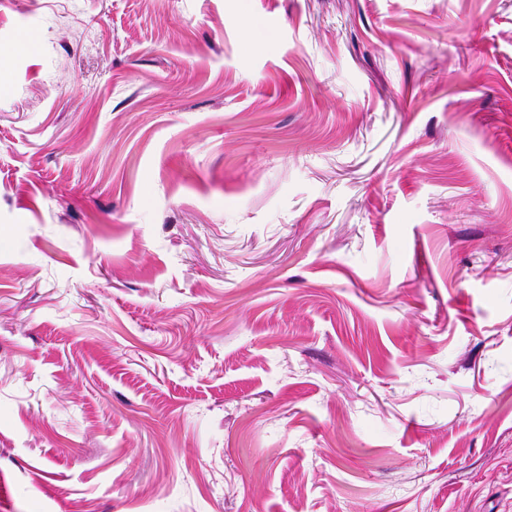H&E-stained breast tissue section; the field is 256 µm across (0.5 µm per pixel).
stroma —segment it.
Returning <instances> with one entry per match:
<instances>
[{
	"instance_id": "35a3bbf8",
	"label": "stroma",
	"mask_w": 512,
	"mask_h": 512,
	"mask_svg": "<svg viewBox=\"0 0 512 512\" xmlns=\"http://www.w3.org/2000/svg\"><path fill=\"white\" fill-rule=\"evenodd\" d=\"M0 512H512V0H0Z\"/></svg>"
}]
</instances>
